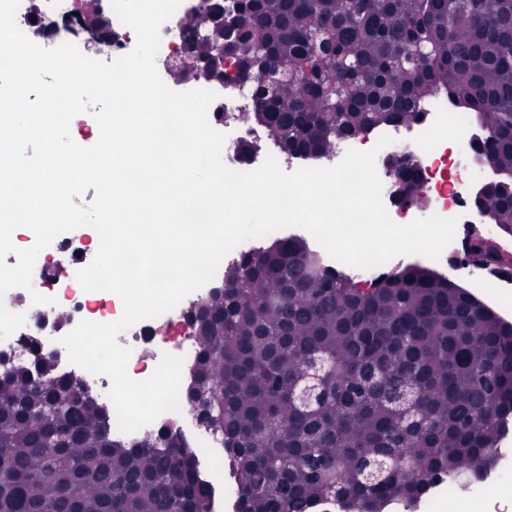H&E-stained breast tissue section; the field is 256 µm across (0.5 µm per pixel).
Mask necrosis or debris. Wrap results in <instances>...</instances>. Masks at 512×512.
<instances>
[{
    "label": "necrosis or debris",
    "mask_w": 512,
    "mask_h": 512,
    "mask_svg": "<svg viewBox=\"0 0 512 512\" xmlns=\"http://www.w3.org/2000/svg\"><path fill=\"white\" fill-rule=\"evenodd\" d=\"M204 0H180L173 15L160 28V48L157 62L176 60L183 51L186 37L180 24L187 13L202 8ZM207 90L222 94L236 141H253L260 136L258 127L241 120L239 110L248 107L250 100L242 87L233 82H210ZM424 117L415 124H389L366 135L346 139L335 155L310 159L281 154L277 147L259 148L246 165L236 163L233 156L223 161L232 170L258 168L267 156H275L280 165L296 170L301 167H331L340 162L351 149L377 148V141L391 137V144L377 148V173L383 185H390L393 176L384 165L393 154L411 153L420 167V190L429 200L430 213L456 219V230L448 249L461 250L469 225L483 223L484 217L474 205L477 188L498 181L499 172L483 164L480 147L487 138L486 131L475 113L464 112L450 102L437 98L423 107ZM207 288L188 294L177 306L161 315L142 320L122 332L117 341L131 348L128 361L129 376L137 381L148 379L163 355L182 358V383H189L196 362V322L192 309L207 295ZM8 296L21 305L25 324L9 337L0 339V366L11 367L26 360L33 338H40V350L54 357L58 373L83 381L88 391L101 402H108L111 381L107 376L94 375L69 359L66 348L57 344V337L68 334L83 320L97 323L117 321L123 310L120 298L108 291L83 290L75 271L69 270L52 281L53 304H32L29 293L22 288L9 291ZM172 430L177 433L196 456L200 478L209 486L212 512H223L228 478L224 474V437L201 423L191 411L165 412L146 426L130 433L113 429L115 438L139 439L150 432Z\"/></svg>",
    "instance_id": "4bbe7bcc"
}]
</instances>
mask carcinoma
Listing matches in <instances>:
<instances>
[{
  "label": "carcinoma",
  "mask_w": 512,
  "mask_h": 512,
  "mask_svg": "<svg viewBox=\"0 0 512 512\" xmlns=\"http://www.w3.org/2000/svg\"><path fill=\"white\" fill-rule=\"evenodd\" d=\"M238 37L189 38L200 61L222 44L246 85L249 119L282 151L320 157L450 92L480 114L493 166L477 196L512 227V0H223ZM399 200L419 171L395 168ZM470 254L500 256L488 240ZM187 397H209L224 431L234 512H417L446 485L498 474L512 434V323L463 288L410 265L359 283L299 237L224 268L197 307ZM323 399L297 394L312 367ZM211 512L210 491L172 433L130 448L104 406L38 350L0 372V512Z\"/></svg>",
  "instance_id": "1"
}]
</instances>
